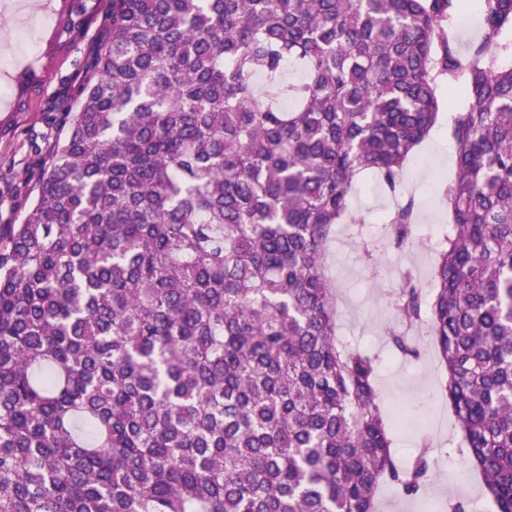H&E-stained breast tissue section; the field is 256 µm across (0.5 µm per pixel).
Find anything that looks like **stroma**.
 <instances>
[{"label": "stroma", "instance_id": "stroma-1", "mask_svg": "<svg viewBox=\"0 0 512 512\" xmlns=\"http://www.w3.org/2000/svg\"><path fill=\"white\" fill-rule=\"evenodd\" d=\"M24 15L38 19L33 46L17 40H0V224L19 223L32 198L24 184L37 171L39 154L48 153L64 137L62 127L46 124L48 110L66 96L69 80L82 72L91 47L112 28L111 0H42L41 8L25 7ZM421 155L433 164L405 171L396 190H389L373 175L362 177L352 196V207L362 219V233L375 244L373 263L343 231L333 236L327 264L334 287L340 334L345 342L378 354L377 387L387 408L399 411L394 434L395 457L409 467L419 453H426L430 470L425 493L411 497L392 482L383 483L377 512H430L441 506L444 491L455 487L470 512H484L487 499L480 480L460 482V462L453 454L461 436L453 415H446L442 435L429 432V408L421 395L441 393L443 373L427 337L418 329L399 323L389 293L400 288V271L415 267L422 286H429L434 262L426 249L437 225L447 223L441 200L443 180L452 176L455 147L447 121H438L420 146ZM414 197L417 222L416 247H395L382 228L394 202ZM394 327L419 351L410 358L394 352L385 333Z\"/></svg>", "mask_w": 512, "mask_h": 512}]
</instances>
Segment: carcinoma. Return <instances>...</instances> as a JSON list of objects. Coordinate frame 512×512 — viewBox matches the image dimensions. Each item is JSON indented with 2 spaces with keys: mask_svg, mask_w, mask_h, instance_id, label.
I'll return each instance as SVG.
<instances>
[{
  "mask_svg": "<svg viewBox=\"0 0 512 512\" xmlns=\"http://www.w3.org/2000/svg\"><path fill=\"white\" fill-rule=\"evenodd\" d=\"M112 0L35 200L0 225V512H376L399 470L325 264L448 103L433 292L403 273L495 512H512V0ZM415 201L390 215L413 241Z\"/></svg>",
  "mask_w": 512,
  "mask_h": 512,
  "instance_id": "cac0c4a2",
  "label": "carcinoma"
}]
</instances>
